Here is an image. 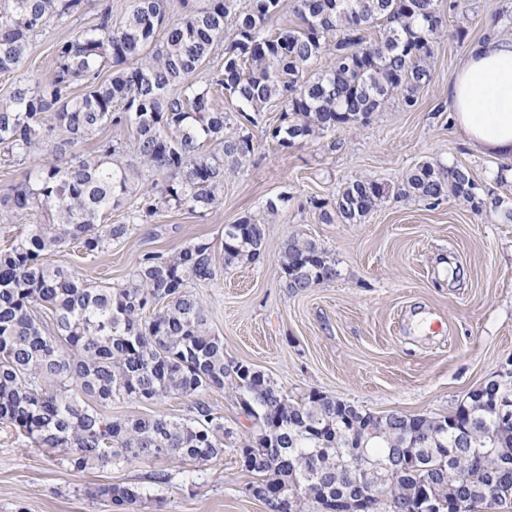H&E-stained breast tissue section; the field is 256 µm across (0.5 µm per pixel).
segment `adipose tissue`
Wrapping results in <instances>:
<instances>
[{
  "label": "adipose tissue",
  "instance_id": "ef3b65f1",
  "mask_svg": "<svg viewBox=\"0 0 512 512\" xmlns=\"http://www.w3.org/2000/svg\"><path fill=\"white\" fill-rule=\"evenodd\" d=\"M448 105L470 144L512 157V37L497 35L469 46L448 81Z\"/></svg>",
  "mask_w": 512,
  "mask_h": 512
}]
</instances>
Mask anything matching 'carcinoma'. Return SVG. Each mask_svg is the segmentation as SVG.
<instances>
[{
  "label": "carcinoma",
  "instance_id": "obj_1",
  "mask_svg": "<svg viewBox=\"0 0 512 512\" xmlns=\"http://www.w3.org/2000/svg\"><path fill=\"white\" fill-rule=\"evenodd\" d=\"M87 0H0V75L23 63L30 41L63 24ZM300 20L272 36L267 21L283 0H208L181 23L164 27L167 0H129L118 27L112 4L89 27L57 45L56 68L41 87L21 85L0 97V154L24 160L50 154L24 182L0 199V222L36 211L42 219L0 251V422L41 448L69 450V467H119L136 459L178 458L198 463L224 455V419L196 403L186 418L112 420L97 405L114 398L150 402L224 388L231 379L254 424L243 441V466L256 477L268 512H336L363 495L376 512H408L407 494L425 483L435 512H489L512 500V382L491 385L482 401L467 396L439 419L377 415L312 391L298 401L240 363H224V341L191 288L213 282L242 261H254L267 222L243 216L224 225L222 262L213 244L142 253L125 283L90 285L43 262V255L77 242L93 254L162 208L203 211L224 193V168H243L254 150L250 136H224L231 115L215 94L236 102L254 124L271 102L281 105L269 130L277 145L369 122L396 99L406 109L432 77L434 39L447 32L436 0H288ZM379 36L369 38V30ZM222 63L205 84L189 77L217 52ZM326 69L311 72L314 60ZM112 75L101 77L104 69ZM82 81L88 92L75 96ZM126 128L129 140L109 139L76 161L67 152L106 128ZM210 149H205V146ZM142 182L125 224H103L105 212ZM470 171L423 162L397 187L356 179L333 204L317 203L322 220L360 224L387 198L434 204L453 197L471 208L496 209ZM285 287L304 293L336 277L324 250L292 238L280 255ZM363 444L362 455L346 450ZM378 470L394 506L377 501ZM98 495L120 510L143 497L141 488L109 484Z\"/></svg>",
  "mask_w": 512,
  "mask_h": 512
}]
</instances>
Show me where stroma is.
I'll use <instances>...</instances> for the list:
<instances>
[{"label":"stroma","instance_id":"obj_1","mask_svg":"<svg viewBox=\"0 0 512 512\" xmlns=\"http://www.w3.org/2000/svg\"><path fill=\"white\" fill-rule=\"evenodd\" d=\"M449 2L437 0L439 10L449 28L465 27L467 36L435 43L434 77L414 108L395 102L369 123L288 148L268 135L279 107L262 112L256 124L227 125L226 134L251 136L254 153L245 168L225 173L220 206L204 216L167 208L96 256L67 244L46 261L84 281L117 286L142 252H171L198 240L221 244L225 225L262 215L267 200H278L260 258L195 289L224 340L225 362L261 371L293 400L317 391L375 413H453L470 391L512 369V177L502 170L505 158L466 144L448 109L449 78L470 43L488 37L491 16L512 0H471L465 15L450 11ZM70 33L69 24H55L34 37L18 73L0 76V97L20 82L47 83L56 46ZM422 161L465 166L500 207L477 212L451 197L436 205L389 198L362 223L325 224L311 205L361 177L398 185ZM292 237L320 245L335 279L304 293L287 291L279 259ZM196 401L224 418V454L204 465L141 459L76 471L65 451L46 452L0 424V512H113L97 494L108 483L141 486L132 512H267L252 496L254 477L240 459L253 427L232 387L194 400L116 399L102 411L115 419L179 418Z\"/></svg>","mask_w":512,"mask_h":512}]
</instances>
